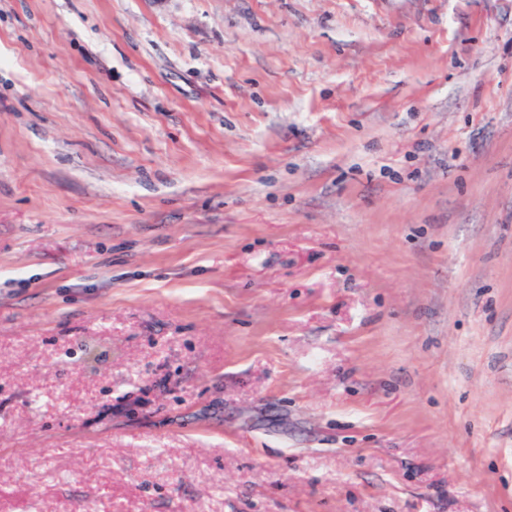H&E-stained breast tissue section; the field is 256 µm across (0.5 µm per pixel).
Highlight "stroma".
Returning a JSON list of instances; mask_svg holds the SVG:
<instances>
[{"label":"stroma","mask_w":512,"mask_h":512,"mask_svg":"<svg viewBox=\"0 0 512 512\" xmlns=\"http://www.w3.org/2000/svg\"><path fill=\"white\" fill-rule=\"evenodd\" d=\"M0 512H512V0H0Z\"/></svg>","instance_id":"obj_1"}]
</instances>
